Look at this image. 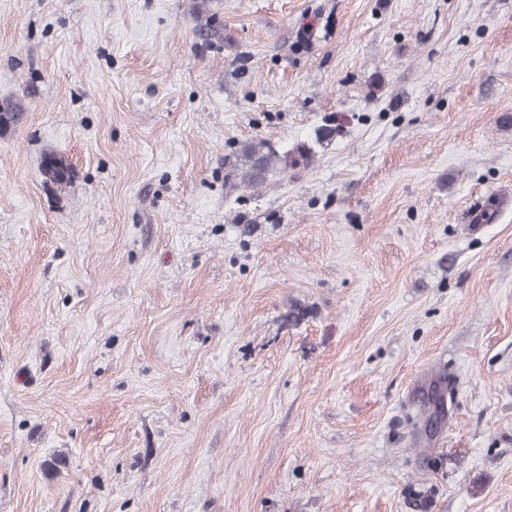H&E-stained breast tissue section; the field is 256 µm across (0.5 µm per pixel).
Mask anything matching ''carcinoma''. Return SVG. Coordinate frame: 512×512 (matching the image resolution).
Instances as JSON below:
<instances>
[{
    "mask_svg": "<svg viewBox=\"0 0 512 512\" xmlns=\"http://www.w3.org/2000/svg\"><path fill=\"white\" fill-rule=\"evenodd\" d=\"M29 91L24 89L0 98V132L13 128L27 109ZM313 157L312 147L303 142L292 149L279 151L265 138L242 142L229 162L225 182L237 180L253 189L265 186L274 174L286 171L298 164H307ZM44 172L48 180L64 185L72 178V169L61 158L48 154L44 158Z\"/></svg>",
    "mask_w": 512,
    "mask_h": 512,
    "instance_id": "carcinoma-1",
    "label": "carcinoma"
}]
</instances>
